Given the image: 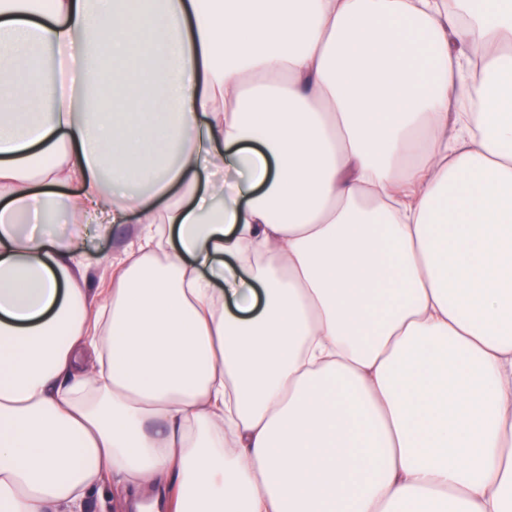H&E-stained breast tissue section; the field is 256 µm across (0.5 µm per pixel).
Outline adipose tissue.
Wrapping results in <instances>:
<instances>
[{"mask_svg": "<svg viewBox=\"0 0 512 512\" xmlns=\"http://www.w3.org/2000/svg\"><path fill=\"white\" fill-rule=\"evenodd\" d=\"M0 77V512H512V0H0ZM134 226L133 224H125L106 237L96 236L87 241L86 253L91 262V270L88 275L91 288L109 280L110 273L108 270L96 268V261L99 257L108 256L115 263L126 258L125 251L135 237L133 234Z\"/></svg>", "mask_w": 512, "mask_h": 512, "instance_id": "obj_1", "label": "adipose tissue"}]
</instances>
